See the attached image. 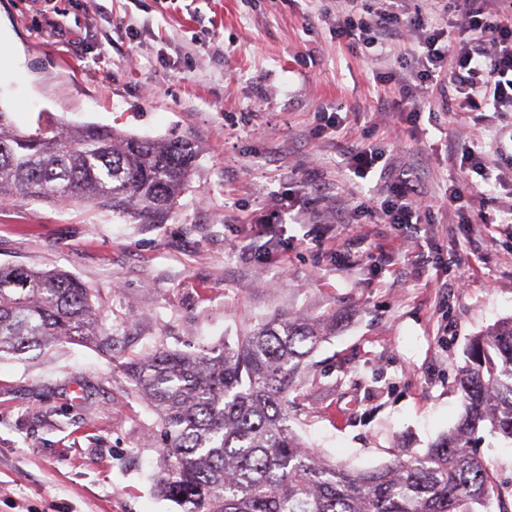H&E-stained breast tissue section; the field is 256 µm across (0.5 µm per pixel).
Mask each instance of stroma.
I'll return each instance as SVG.
<instances>
[{
  "instance_id": "stroma-1",
  "label": "stroma",
  "mask_w": 512,
  "mask_h": 512,
  "mask_svg": "<svg viewBox=\"0 0 512 512\" xmlns=\"http://www.w3.org/2000/svg\"><path fill=\"white\" fill-rule=\"evenodd\" d=\"M339 0H0V107L150 138L198 156L162 224L86 203L0 206V266L61 270L91 290L105 346L61 343L0 359V512H175L157 496L155 415L120 368L163 347L197 352L270 317L335 318L308 359L290 424L354 469L423 453L460 417L470 339L512 316V123L452 121L439 96L416 121L381 110L395 53L332 32ZM372 145L385 173L354 176L325 113ZM480 131L482 165L461 164ZM456 152H449V145ZM419 173V224L348 213ZM457 185L460 200L445 192ZM293 220L273 251L258 225ZM391 251L382 259V251ZM426 261L416 264L414 252ZM512 512V445L486 439Z\"/></svg>"
}]
</instances>
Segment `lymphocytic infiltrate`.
Segmentation results:
<instances>
[{
	"mask_svg": "<svg viewBox=\"0 0 512 512\" xmlns=\"http://www.w3.org/2000/svg\"><path fill=\"white\" fill-rule=\"evenodd\" d=\"M436 11L453 9L445 25L427 26L408 16L406 0H345L336 16L337 37L354 45L383 50L401 42L400 55L409 76L397 89L390 110L417 115L423 98L440 92L451 112L490 110L512 117V0H433ZM364 213L385 224H410L426 214L424 187L418 174L399 173L389 195L364 206Z\"/></svg>",
	"mask_w": 512,
	"mask_h": 512,
	"instance_id": "obj_1",
	"label": "lymphocytic infiltrate"
}]
</instances>
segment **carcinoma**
<instances>
[{
  "instance_id": "obj_1",
  "label": "carcinoma",
  "mask_w": 512,
  "mask_h": 512,
  "mask_svg": "<svg viewBox=\"0 0 512 512\" xmlns=\"http://www.w3.org/2000/svg\"><path fill=\"white\" fill-rule=\"evenodd\" d=\"M197 153L182 139L38 121L33 133L0 107V205L50 199L102 205L161 224L190 187ZM321 321H262L232 344L197 353L164 348L121 367L156 411L164 462L154 479L178 512H492L480 431L512 442V317L464 352L457 425L422 454L350 470L316 455L289 425ZM90 289L76 278L0 267V359L59 342L101 344Z\"/></svg>"
}]
</instances>
